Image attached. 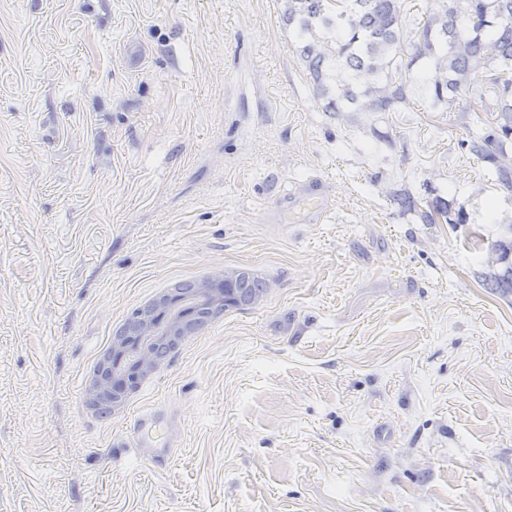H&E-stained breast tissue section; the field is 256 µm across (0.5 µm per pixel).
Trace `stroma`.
Listing matches in <instances>:
<instances>
[{
	"mask_svg": "<svg viewBox=\"0 0 512 512\" xmlns=\"http://www.w3.org/2000/svg\"><path fill=\"white\" fill-rule=\"evenodd\" d=\"M283 0H0V512H512V192L471 112H328ZM320 179L331 212L279 208ZM455 200L465 224L391 201ZM264 276L110 416L114 329ZM165 408L163 470L130 442ZM491 253L488 257L489 266L497 265L498 260L501 266L498 269L485 272L483 285L492 291L502 294H512V226L509 228L508 235H504L491 244ZM498 257V260H497ZM248 273L247 271H237V269L225 270L224 273L215 274L202 280L196 288V299L199 308L214 310L227 305L229 300L228 288L236 280L247 276ZM253 289H257L256 292H264V289H266L265 281L257 275L256 277L248 276L239 280L232 294L234 303L229 305L226 310L245 309L248 306Z\"/></svg>",
	"mask_w": 512,
	"mask_h": 512,
	"instance_id": "stroma-1",
	"label": "stroma"
}]
</instances>
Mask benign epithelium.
Instances as JSON below:
<instances>
[{
    "mask_svg": "<svg viewBox=\"0 0 512 512\" xmlns=\"http://www.w3.org/2000/svg\"><path fill=\"white\" fill-rule=\"evenodd\" d=\"M247 275L245 271L226 270L202 280L196 288L197 304L208 310L228 304V288ZM179 300L161 294L151 309L138 314V336H115L100 359L88 384L87 402L96 407L110 400L120 404L138 384L158 367L155 344L161 340L178 344L185 338L187 320L178 311Z\"/></svg>",
    "mask_w": 512,
    "mask_h": 512,
    "instance_id": "1",
    "label": "benign epithelium"
}]
</instances>
